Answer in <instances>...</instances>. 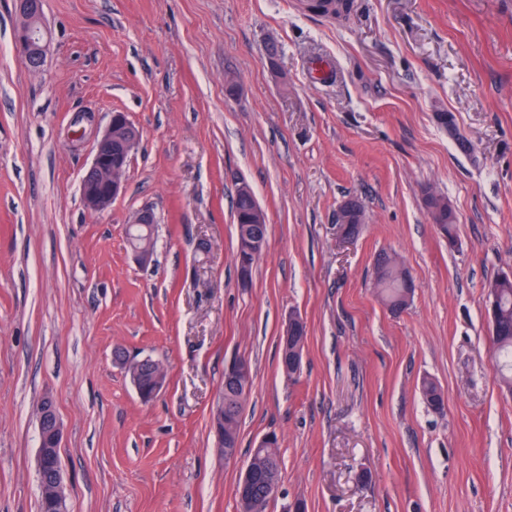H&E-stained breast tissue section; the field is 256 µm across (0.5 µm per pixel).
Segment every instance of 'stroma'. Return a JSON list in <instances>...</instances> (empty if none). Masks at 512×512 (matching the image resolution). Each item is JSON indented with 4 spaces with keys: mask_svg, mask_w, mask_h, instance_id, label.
Instances as JSON below:
<instances>
[{
    "mask_svg": "<svg viewBox=\"0 0 512 512\" xmlns=\"http://www.w3.org/2000/svg\"><path fill=\"white\" fill-rule=\"evenodd\" d=\"M353 2L336 20L305 0H42L34 73L0 0V512H39L47 395L68 512H238L272 432L267 512H512V393L485 314L487 284L512 270V0ZM115 112L141 137L96 214L81 178ZM243 184L268 224L246 287ZM428 188L456 213L455 244ZM350 199L364 224L344 239ZM146 207L143 263L126 226ZM381 252L415 286L397 316L374 288ZM291 313L307 339L290 378ZM123 356L166 365L152 401ZM236 358L253 381L228 461L212 415ZM423 200L432 223L448 238V244H454L456 214L447 198L429 190L425 192ZM254 456V457H253ZM253 457V463L260 462L263 465L268 464L271 467L273 477L277 483H280L281 476V455L279 441L276 435L270 444L263 448H253L250 458Z\"/></svg>",
    "mask_w": 512,
    "mask_h": 512,
    "instance_id": "1",
    "label": "stroma"
}]
</instances>
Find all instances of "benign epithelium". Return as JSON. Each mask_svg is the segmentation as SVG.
<instances>
[{
  "mask_svg": "<svg viewBox=\"0 0 512 512\" xmlns=\"http://www.w3.org/2000/svg\"><path fill=\"white\" fill-rule=\"evenodd\" d=\"M17 8L20 20L15 36L16 51L28 69L39 71L44 65L48 47L41 10L32 8L30 0H17ZM139 139L140 132L126 113H112L108 127L95 140L92 163L81 179V197L87 209L102 213L122 193L130 156ZM37 415L42 445L38 449L37 466L39 476L43 477L42 494L47 506L58 510L65 500L63 470L58 456L62 423L54 402L48 396L38 405ZM257 478L258 473L249 465L242 471L237 489L239 512H259L260 504L250 494Z\"/></svg>",
  "mask_w": 512,
  "mask_h": 512,
  "instance_id": "7a95c632",
  "label": "benign epithelium"
}]
</instances>
